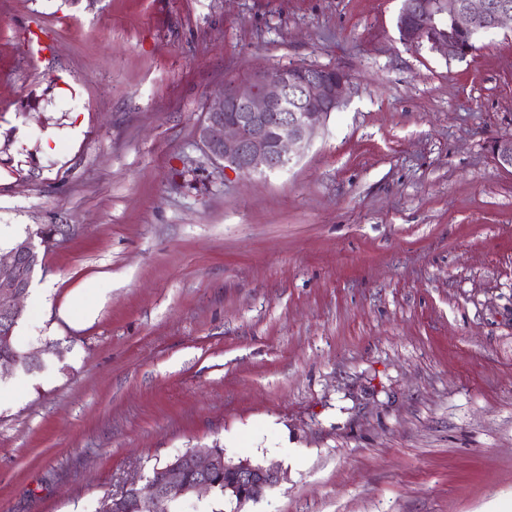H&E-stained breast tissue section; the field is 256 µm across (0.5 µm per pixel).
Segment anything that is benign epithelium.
I'll use <instances>...</instances> for the list:
<instances>
[{
	"label": "benign epithelium",
	"mask_w": 512,
	"mask_h": 512,
	"mask_svg": "<svg viewBox=\"0 0 512 512\" xmlns=\"http://www.w3.org/2000/svg\"><path fill=\"white\" fill-rule=\"evenodd\" d=\"M512 22V0H403L400 39L409 46L428 42L447 59H464L473 49L467 37ZM348 75L334 76L320 67H282L260 71L242 84L224 88L205 112L197 137L207 156L226 172L274 171L310 142L317 126L343 102ZM492 154L512 168V137L495 142ZM33 240L0 255V348L11 344L23 316L22 299L35 264ZM197 475L185 481L186 473ZM162 481L140 492L139 512H166L173 495L214 490L212 479L224 477V500L241 512L277 481L271 469L249 460L228 461L214 448L192 450L168 463Z\"/></svg>",
	"instance_id": "7a95c632"
}]
</instances>
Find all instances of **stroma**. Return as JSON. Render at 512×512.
<instances>
[{
    "label": "stroma",
    "mask_w": 512,
    "mask_h": 512,
    "mask_svg": "<svg viewBox=\"0 0 512 512\" xmlns=\"http://www.w3.org/2000/svg\"><path fill=\"white\" fill-rule=\"evenodd\" d=\"M401 5L0 0V251L57 242L15 329L40 363L0 374V512H102L215 446L278 473L243 512H512V25L448 60ZM295 65L344 70L341 108L225 174L207 108Z\"/></svg>",
    "instance_id": "35a3bbf8"
}]
</instances>
